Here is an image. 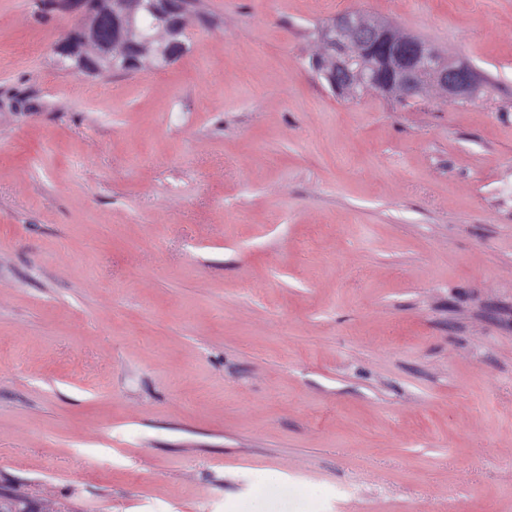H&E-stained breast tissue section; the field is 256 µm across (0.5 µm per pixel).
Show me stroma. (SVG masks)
<instances>
[{"label": "stroma", "mask_w": 512, "mask_h": 512, "mask_svg": "<svg viewBox=\"0 0 512 512\" xmlns=\"http://www.w3.org/2000/svg\"><path fill=\"white\" fill-rule=\"evenodd\" d=\"M347 10L487 89L336 95ZM76 21L0 0V493L512 512V0H198L106 77L55 64Z\"/></svg>", "instance_id": "35a3bbf8"}]
</instances>
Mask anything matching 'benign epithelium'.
<instances>
[{"instance_id":"obj_1","label":"benign epithelium","mask_w":512,"mask_h":512,"mask_svg":"<svg viewBox=\"0 0 512 512\" xmlns=\"http://www.w3.org/2000/svg\"><path fill=\"white\" fill-rule=\"evenodd\" d=\"M143 8L159 18L150 30L136 28ZM185 11L183 0H93L82 5L80 21L53 52L59 65L91 76L166 65L187 50ZM319 36L329 53L314 71L345 97L375 90L409 101L423 94L427 81L442 87L450 103L477 94L480 77L470 63L447 59L419 38L398 39L385 21L347 11Z\"/></svg>"}]
</instances>
